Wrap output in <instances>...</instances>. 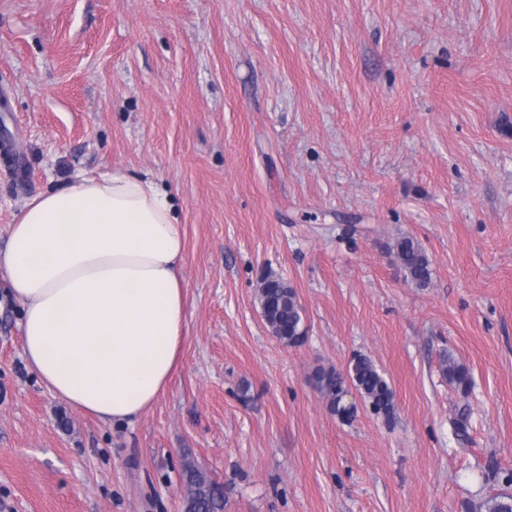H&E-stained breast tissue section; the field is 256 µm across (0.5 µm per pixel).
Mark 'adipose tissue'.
<instances>
[{
  "label": "adipose tissue",
  "mask_w": 512,
  "mask_h": 512,
  "mask_svg": "<svg viewBox=\"0 0 512 512\" xmlns=\"http://www.w3.org/2000/svg\"><path fill=\"white\" fill-rule=\"evenodd\" d=\"M185 260L178 209L150 179L81 177L28 199L0 273L44 386L115 425L150 409L181 359Z\"/></svg>",
  "instance_id": "obj_1"
}]
</instances>
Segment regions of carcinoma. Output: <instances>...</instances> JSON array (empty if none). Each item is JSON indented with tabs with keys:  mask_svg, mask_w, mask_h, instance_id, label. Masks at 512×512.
<instances>
[{
	"mask_svg": "<svg viewBox=\"0 0 512 512\" xmlns=\"http://www.w3.org/2000/svg\"><path fill=\"white\" fill-rule=\"evenodd\" d=\"M395 255L406 278L420 287L429 284L431 262L422 246L411 237H403L394 245ZM264 288L258 294V303L268 331L280 342L297 346L305 338V312L297 294L279 277H263ZM443 376L448 384L464 390L469 376L464 366L445 354L441 359ZM315 384L321 394L336 407V392L347 384L363 397L373 414L391 418L394 393L382 372L366 355H357L346 371L322 370L315 375ZM181 480L185 487V512H224V491L206 473L193 464H183ZM487 512H512V495L496 494L486 502Z\"/></svg>",
	"mask_w": 512,
	"mask_h": 512,
	"instance_id": "obj_1",
	"label": "carcinoma"
}]
</instances>
